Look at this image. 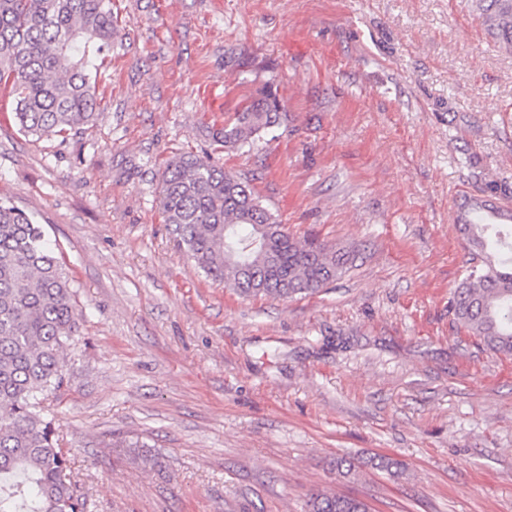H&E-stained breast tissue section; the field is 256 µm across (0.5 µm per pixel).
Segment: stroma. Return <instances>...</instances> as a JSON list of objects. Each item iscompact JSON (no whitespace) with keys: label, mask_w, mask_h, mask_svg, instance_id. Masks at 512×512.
<instances>
[{"label":"stroma","mask_w":512,"mask_h":512,"mask_svg":"<svg viewBox=\"0 0 512 512\" xmlns=\"http://www.w3.org/2000/svg\"><path fill=\"white\" fill-rule=\"evenodd\" d=\"M100 118L22 134L0 96V199L73 279L78 336L50 409L88 512H512V356L458 328L451 219L512 203V51L471 0H112ZM272 86L253 147L211 133ZM210 155L295 237L349 247L319 293L243 297L197 271L163 167ZM343 456L400 460L398 477ZM310 512H370L367 503L354 495L316 492L310 498Z\"/></svg>","instance_id":"stroma-1"}]
</instances>
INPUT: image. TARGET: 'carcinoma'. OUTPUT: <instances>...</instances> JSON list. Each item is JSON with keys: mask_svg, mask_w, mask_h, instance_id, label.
<instances>
[{"mask_svg": "<svg viewBox=\"0 0 512 512\" xmlns=\"http://www.w3.org/2000/svg\"><path fill=\"white\" fill-rule=\"evenodd\" d=\"M478 18L512 48V0H474ZM112 0H0V86L27 135L80 130L100 113L90 54L112 47ZM288 120L272 88L251 101L213 139L250 146ZM159 205L178 245L205 276L244 296L313 295L347 270L350 252L314 237L297 239L262 205L250 181L208 156L181 155L161 175ZM512 213L475 202L459 231L471 254L448 299L453 321L488 350L512 356ZM74 291L43 225L0 200V512H87L69 478L45 403L65 384L66 350L78 332ZM392 476L390 457L342 458L336 470L363 467ZM310 512H370L354 495L316 492Z\"/></svg>", "mask_w": 512, "mask_h": 512, "instance_id": "obj_1", "label": "carcinoma"}]
</instances>
